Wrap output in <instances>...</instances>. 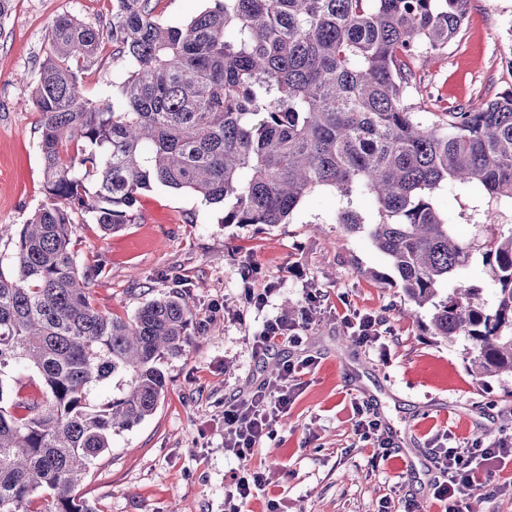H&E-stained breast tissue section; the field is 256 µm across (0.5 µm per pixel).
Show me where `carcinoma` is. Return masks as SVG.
Segmentation results:
<instances>
[{"label": "carcinoma", "instance_id": "carcinoma-1", "mask_svg": "<svg viewBox=\"0 0 512 512\" xmlns=\"http://www.w3.org/2000/svg\"><path fill=\"white\" fill-rule=\"evenodd\" d=\"M468 5L208 0L173 25L151 0H112L102 29L53 22L32 95L47 202L19 233L15 275L0 271V512H96L78 486L113 435L156 411L163 362L196 340L177 291L128 318L99 311L72 249L75 212L117 232L154 184L222 203V223L241 225L285 224L312 192H335L336 223L387 257L431 334L468 340L477 374L512 375V224L495 223L512 210V89L439 120L408 103L411 63L448 48ZM106 40L127 65L116 104L79 86ZM448 187L487 203L473 224L487 239L462 238L439 211ZM362 195L370 219L353 209ZM476 253L490 304L461 281ZM10 373L43 387L24 417Z\"/></svg>", "mask_w": 512, "mask_h": 512}]
</instances>
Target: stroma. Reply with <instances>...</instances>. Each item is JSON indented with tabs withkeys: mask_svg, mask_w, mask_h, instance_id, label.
<instances>
[{
	"mask_svg": "<svg viewBox=\"0 0 512 512\" xmlns=\"http://www.w3.org/2000/svg\"><path fill=\"white\" fill-rule=\"evenodd\" d=\"M77 18L94 28L112 18V0H12L0 20V271L11 273L14 233L47 200L32 105L53 21ZM512 0H470L456 41L429 62H415L409 101L428 112L468 107L512 89ZM123 78L104 42L79 73L98 101ZM334 192L307 196L288 223L223 224L222 206L156 184L142 193L134 220L107 233L90 215L73 216L71 239L81 268L94 270L95 306L133 316L147 301L180 292L197 336L165 364L168 389L155 413L114 435L77 493L97 512H224L242 464L224 452V403L244 398L268 378L265 360L313 358L293 403L255 450L250 464L267 488L244 512H379L387 499L434 502L431 441L451 447L512 435V377L475 378L469 343L431 335L430 314L407 318L411 304L390 284L386 257L336 222ZM323 301L299 346L256 358L251 338L263 322L301 309L312 290ZM263 293V308L249 302ZM378 317L373 344L346 342L348 310ZM392 439L390 457L372 460L362 413ZM463 512H512V473L469 492Z\"/></svg>",
	"mask_w": 512,
	"mask_h": 512,
	"instance_id": "obj_1",
	"label": "stroma"
}]
</instances>
